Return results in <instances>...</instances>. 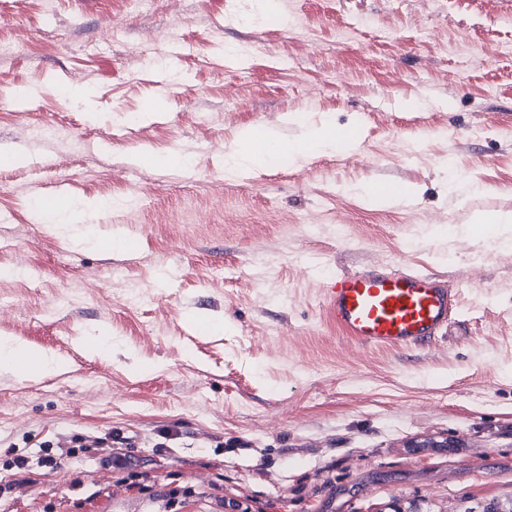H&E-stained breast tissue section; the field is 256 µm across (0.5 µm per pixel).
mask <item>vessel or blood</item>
<instances>
[{
    "mask_svg": "<svg viewBox=\"0 0 512 512\" xmlns=\"http://www.w3.org/2000/svg\"><path fill=\"white\" fill-rule=\"evenodd\" d=\"M458 306L441 277L401 269L358 271L338 277L326 310L346 338L369 348L411 347L432 341Z\"/></svg>",
    "mask_w": 512,
    "mask_h": 512,
    "instance_id": "vessel-or-blood-1",
    "label": "vessel or blood"
}]
</instances>
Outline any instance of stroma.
Returning <instances> with one entry per match:
<instances>
[{
  "label": "stroma",
  "instance_id": "obj_1",
  "mask_svg": "<svg viewBox=\"0 0 512 512\" xmlns=\"http://www.w3.org/2000/svg\"><path fill=\"white\" fill-rule=\"evenodd\" d=\"M253 4L0 0V336L59 364L0 366V512H163L170 482L197 491L181 512H512V249L475 221L512 212V0H279L264 27L239 20ZM171 37L192 52L162 91L141 53ZM325 120L355 148L226 178L242 129L289 143ZM189 148L184 170L133 160ZM38 180L134 203L75 250L35 221ZM391 182L410 204L376 199ZM376 267L447 278L448 329L339 334L325 288ZM107 434L154 496L116 486L108 452L59 448Z\"/></svg>",
  "mask_w": 512,
  "mask_h": 512
}]
</instances>
